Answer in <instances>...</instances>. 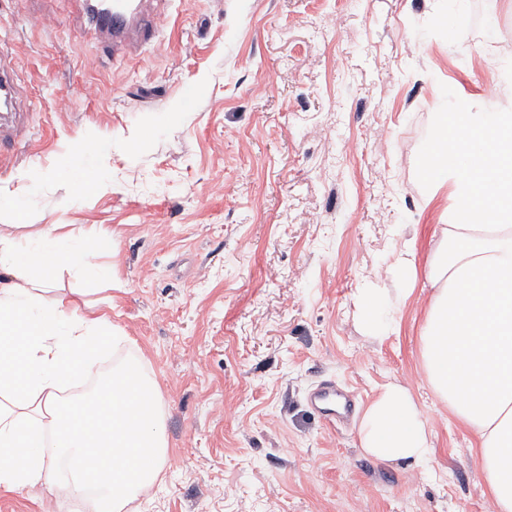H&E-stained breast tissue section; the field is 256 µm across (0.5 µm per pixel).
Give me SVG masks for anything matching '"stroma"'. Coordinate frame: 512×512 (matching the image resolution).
I'll return each instance as SVG.
<instances>
[{
  "label": "stroma",
  "instance_id": "stroma-1",
  "mask_svg": "<svg viewBox=\"0 0 512 512\" xmlns=\"http://www.w3.org/2000/svg\"><path fill=\"white\" fill-rule=\"evenodd\" d=\"M160 45L85 77L99 46L70 0H0V54L22 114L0 133V195L41 192L28 224L111 234L112 286L78 296L160 393L168 461L126 512H494L471 437L420 359L431 288L402 297L404 246L425 264L447 191L420 180L434 115L512 96V0H168ZM56 17L40 25L42 15ZM111 138L109 186L59 176ZM384 289L396 334L368 337L360 289ZM333 381L365 408L406 385L433 435L424 465L366 456L358 420L308 404ZM0 512H85L54 482L0 486Z\"/></svg>",
  "mask_w": 512,
  "mask_h": 512
}]
</instances>
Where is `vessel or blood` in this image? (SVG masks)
<instances>
[{
    "label": "vessel or blood",
    "instance_id": "vessel-or-blood-1",
    "mask_svg": "<svg viewBox=\"0 0 512 512\" xmlns=\"http://www.w3.org/2000/svg\"><path fill=\"white\" fill-rule=\"evenodd\" d=\"M84 21V30L97 39L104 53L119 57L131 49L154 43L165 21L163 12L144 13L141 0H72ZM19 88L13 68L0 57V109L12 114ZM315 410L328 420L351 417L355 403L335 385L321 387L313 396Z\"/></svg>",
    "mask_w": 512,
    "mask_h": 512
}]
</instances>
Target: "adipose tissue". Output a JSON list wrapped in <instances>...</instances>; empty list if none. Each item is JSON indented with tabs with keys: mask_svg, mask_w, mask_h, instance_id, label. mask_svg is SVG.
Segmentation results:
<instances>
[{
	"mask_svg": "<svg viewBox=\"0 0 512 512\" xmlns=\"http://www.w3.org/2000/svg\"><path fill=\"white\" fill-rule=\"evenodd\" d=\"M426 154L421 180L432 195L450 189L453 208L424 268L403 258L394 270L404 294L420 275L433 288L420 336L429 384L472 435L496 512H512V113H437ZM40 186L33 180L21 202L0 196L16 218L0 225V486L57 481L93 512H122L167 461L158 388L129 361L66 396L119 336L106 314L58 294V277L111 285L98 257L112 238L56 224L22 234ZM356 307L372 338L396 332L382 289H362ZM358 436L382 462L432 453L423 413L398 383L368 404Z\"/></svg>",
	"mask_w": 512,
	"mask_h": 512,
	"instance_id": "ef3b65f1",
	"label": "adipose tissue"
}]
</instances>
